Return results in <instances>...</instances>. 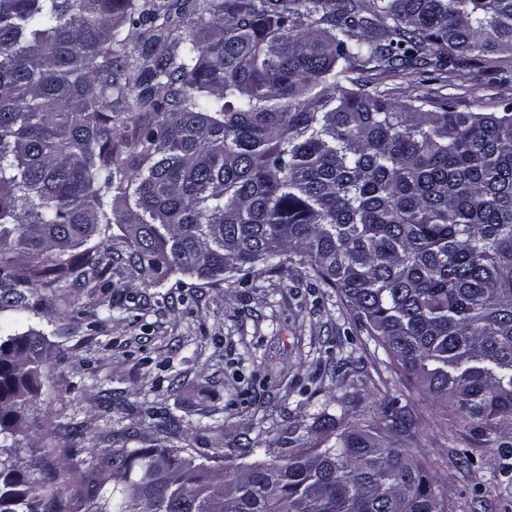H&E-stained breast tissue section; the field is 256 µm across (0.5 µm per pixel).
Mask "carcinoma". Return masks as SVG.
Masks as SVG:
<instances>
[{
  "label": "carcinoma",
  "instance_id": "cac0c4a2",
  "mask_svg": "<svg viewBox=\"0 0 512 512\" xmlns=\"http://www.w3.org/2000/svg\"><path fill=\"white\" fill-rule=\"evenodd\" d=\"M140 29L142 48L120 37ZM512 54V0H0V512H449L384 427L13 456L41 389L34 289L136 267L242 284L292 258L482 443L512 422V106L386 80ZM142 120L132 139L130 117ZM136 160L125 165L118 156ZM83 251L76 252V249ZM157 429L188 435L170 412Z\"/></svg>",
  "mask_w": 512,
  "mask_h": 512
}]
</instances>
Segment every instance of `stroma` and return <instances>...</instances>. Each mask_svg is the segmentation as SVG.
<instances>
[{
    "instance_id": "obj_1",
    "label": "stroma",
    "mask_w": 512,
    "mask_h": 512,
    "mask_svg": "<svg viewBox=\"0 0 512 512\" xmlns=\"http://www.w3.org/2000/svg\"><path fill=\"white\" fill-rule=\"evenodd\" d=\"M396 86L451 97L462 112H496L512 101V58L464 61L445 87L420 72ZM108 236L109 287L60 284L46 292L48 314L28 320L67 359L48 362L42 393L28 413L35 426L15 451L19 464L47 450L79 465L125 431L132 448L184 447V439L157 433L152 407L228 446L245 433L276 442L289 419L307 447L318 439L324 413L347 427L380 424L383 411L393 410L407 420L399 447L446 477L451 512H512V481L500 473L502 449L435 413L355 323L339 292L318 286L308 269L293 265L264 274L256 287L230 288L131 268L119 227L110 226ZM81 307L95 309L103 325L94 329L73 319ZM73 423L84 433L78 448L67 445ZM464 448L474 463L461 469L457 453Z\"/></svg>"
}]
</instances>
